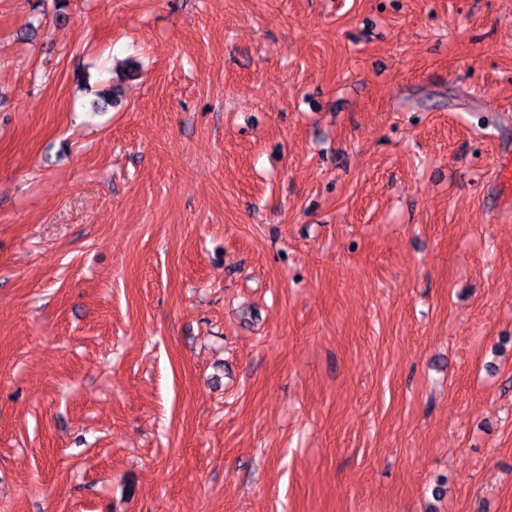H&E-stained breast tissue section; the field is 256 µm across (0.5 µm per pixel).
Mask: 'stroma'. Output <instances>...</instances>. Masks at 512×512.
<instances>
[{
	"mask_svg": "<svg viewBox=\"0 0 512 512\" xmlns=\"http://www.w3.org/2000/svg\"><path fill=\"white\" fill-rule=\"evenodd\" d=\"M508 146L512 0H0V512H512Z\"/></svg>",
	"mask_w": 512,
	"mask_h": 512,
	"instance_id": "obj_1",
	"label": "stroma"
}]
</instances>
